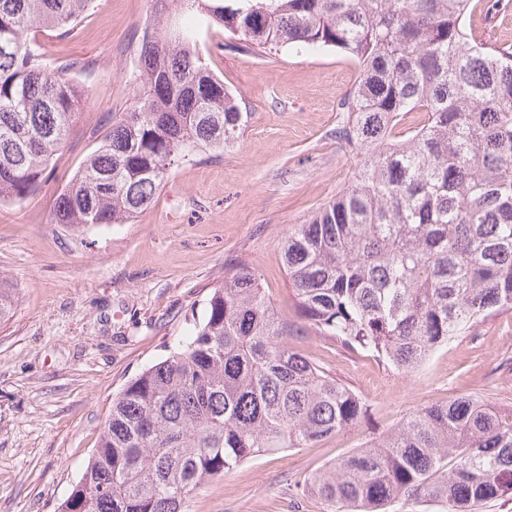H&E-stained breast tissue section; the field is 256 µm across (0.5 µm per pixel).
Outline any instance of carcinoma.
Listing matches in <instances>:
<instances>
[{
    "mask_svg": "<svg viewBox=\"0 0 512 512\" xmlns=\"http://www.w3.org/2000/svg\"><path fill=\"white\" fill-rule=\"evenodd\" d=\"M142 28L140 88L94 132L54 223L128 224L178 162L222 153L248 114L208 69L198 27L166 0ZM224 26L234 49H333L358 68L338 138L357 159L336 197L280 248L297 306L282 317L258 272L224 267L201 317L112 401L97 448L58 512H187L201 486L265 454L355 425L367 400L295 350L314 334L412 376L454 338L512 311V51L466 21L487 0H171ZM92 0H0V203L36 193L89 102L35 29L65 37ZM456 458L446 470L448 456ZM326 512L433 499L475 512L512 493V408L462 396L421 407L300 484Z\"/></svg>",
    "mask_w": 512,
    "mask_h": 512,
    "instance_id": "1",
    "label": "carcinoma"
}]
</instances>
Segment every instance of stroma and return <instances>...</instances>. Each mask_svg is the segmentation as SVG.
Listing matches in <instances>:
<instances>
[{
    "instance_id": "obj_1",
    "label": "stroma",
    "mask_w": 512,
    "mask_h": 512,
    "mask_svg": "<svg viewBox=\"0 0 512 512\" xmlns=\"http://www.w3.org/2000/svg\"><path fill=\"white\" fill-rule=\"evenodd\" d=\"M152 13V0H95L69 36L38 34L47 62L77 61L73 75L91 97L36 194L0 204V279L15 291L0 322V512H56L115 395L188 336L225 264L247 260L274 305L292 315L281 239L354 172L336 137L354 63L333 50L257 58L233 50L215 26L202 31L200 52L249 114L234 146L180 163L131 223L81 231L54 223L55 198L94 131L134 105L130 78ZM295 347L365 396L368 414L314 447L239 466L198 489L189 512H325L296 483L421 406L468 395L512 406V311L456 337L412 376L317 336Z\"/></svg>"
}]
</instances>
